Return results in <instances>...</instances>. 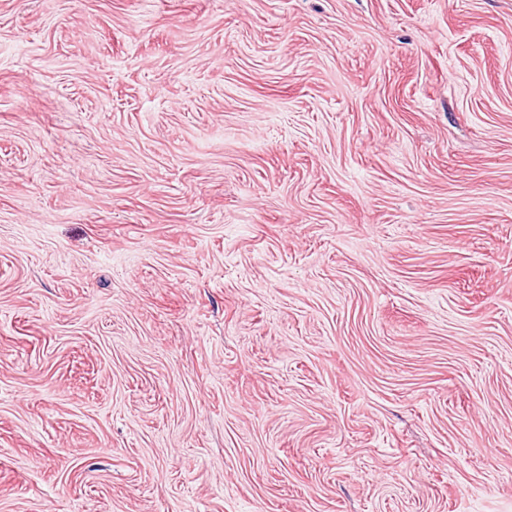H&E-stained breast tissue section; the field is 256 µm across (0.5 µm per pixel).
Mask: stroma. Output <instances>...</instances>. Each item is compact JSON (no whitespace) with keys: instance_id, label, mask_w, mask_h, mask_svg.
I'll use <instances>...</instances> for the list:
<instances>
[{"instance_id":"35a3bbf8","label":"stroma","mask_w":512,"mask_h":512,"mask_svg":"<svg viewBox=\"0 0 512 512\" xmlns=\"http://www.w3.org/2000/svg\"><path fill=\"white\" fill-rule=\"evenodd\" d=\"M0 512H512V0H0Z\"/></svg>"}]
</instances>
